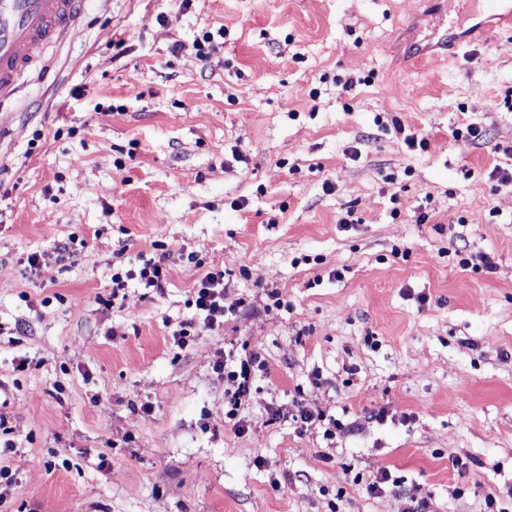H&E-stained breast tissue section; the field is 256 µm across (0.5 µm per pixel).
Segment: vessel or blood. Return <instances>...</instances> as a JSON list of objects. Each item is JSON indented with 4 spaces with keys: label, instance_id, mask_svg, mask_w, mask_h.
Masks as SVG:
<instances>
[{
    "label": "vessel or blood",
    "instance_id": "obj_1",
    "mask_svg": "<svg viewBox=\"0 0 512 512\" xmlns=\"http://www.w3.org/2000/svg\"><path fill=\"white\" fill-rule=\"evenodd\" d=\"M448 8L455 19L437 38L446 58L489 29L512 31V0H450ZM82 17L78 0H0V102L17 93L46 47L81 36Z\"/></svg>",
    "mask_w": 512,
    "mask_h": 512
}]
</instances>
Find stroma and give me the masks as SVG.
Returning <instances> with one entry per match:
<instances>
[{
  "mask_svg": "<svg viewBox=\"0 0 512 512\" xmlns=\"http://www.w3.org/2000/svg\"><path fill=\"white\" fill-rule=\"evenodd\" d=\"M430 6L86 0L82 39L0 107V512L512 501V187L489 177L512 170V54L497 31L414 61ZM164 251L163 290L113 298ZM212 267L241 310L178 346ZM227 352L266 365L240 431ZM297 402L354 429L273 419Z\"/></svg>",
  "mask_w": 512,
  "mask_h": 512,
  "instance_id": "35a3bbf8",
  "label": "stroma"
}]
</instances>
